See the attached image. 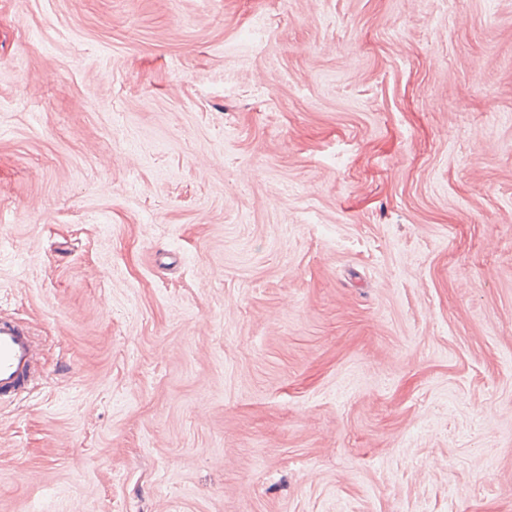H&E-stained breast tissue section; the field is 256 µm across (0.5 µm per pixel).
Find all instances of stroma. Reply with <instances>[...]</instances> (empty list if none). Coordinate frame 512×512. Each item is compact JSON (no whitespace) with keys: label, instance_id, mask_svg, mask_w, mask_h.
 <instances>
[{"label":"stroma","instance_id":"stroma-1","mask_svg":"<svg viewBox=\"0 0 512 512\" xmlns=\"http://www.w3.org/2000/svg\"><path fill=\"white\" fill-rule=\"evenodd\" d=\"M0 316V512H512V0H0ZM38 375L35 336L29 329L0 318V400L28 394Z\"/></svg>","mask_w":512,"mask_h":512}]
</instances>
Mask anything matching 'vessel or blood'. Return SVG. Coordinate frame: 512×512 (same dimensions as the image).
<instances>
[{
  "instance_id": "1",
  "label": "vessel or blood",
  "mask_w": 512,
  "mask_h": 512,
  "mask_svg": "<svg viewBox=\"0 0 512 512\" xmlns=\"http://www.w3.org/2000/svg\"><path fill=\"white\" fill-rule=\"evenodd\" d=\"M38 374L35 336L29 329L0 318V400L29 393Z\"/></svg>"
}]
</instances>
